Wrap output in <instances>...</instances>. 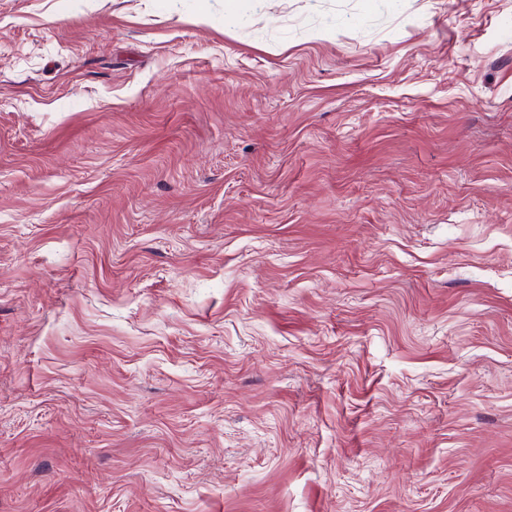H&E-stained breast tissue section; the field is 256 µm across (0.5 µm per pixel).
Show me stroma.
Listing matches in <instances>:
<instances>
[{"label": "stroma", "mask_w": 512, "mask_h": 512, "mask_svg": "<svg viewBox=\"0 0 512 512\" xmlns=\"http://www.w3.org/2000/svg\"><path fill=\"white\" fill-rule=\"evenodd\" d=\"M0 512H512V0H0Z\"/></svg>", "instance_id": "1"}]
</instances>
